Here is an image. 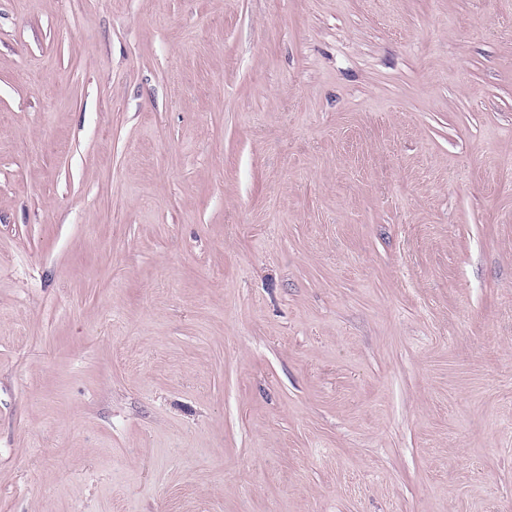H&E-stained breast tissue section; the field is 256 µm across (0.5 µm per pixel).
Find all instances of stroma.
Listing matches in <instances>:
<instances>
[{
    "label": "stroma",
    "mask_w": 512,
    "mask_h": 512,
    "mask_svg": "<svg viewBox=\"0 0 512 512\" xmlns=\"http://www.w3.org/2000/svg\"><path fill=\"white\" fill-rule=\"evenodd\" d=\"M0 512H512V0H0Z\"/></svg>",
    "instance_id": "35a3bbf8"
}]
</instances>
